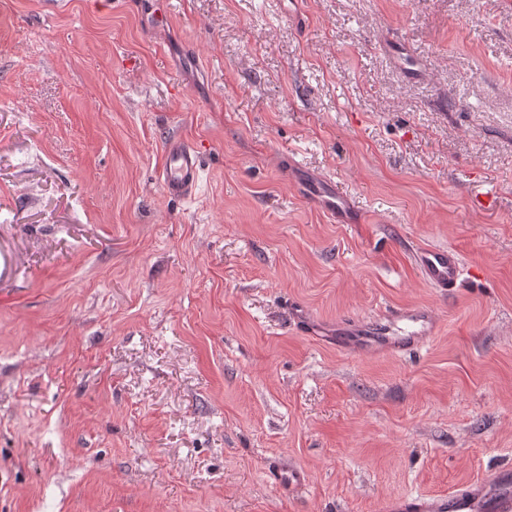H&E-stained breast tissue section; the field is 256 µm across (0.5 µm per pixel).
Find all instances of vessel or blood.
Instances as JSON below:
<instances>
[{
    "label": "vessel or blood",
    "instance_id": "1",
    "mask_svg": "<svg viewBox=\"0 0 512 512\" xmlns=\"http://www.w3.org/2000/svg\"><path fill=\"white\" fill-rule=\"evenodd\" d=\"M200 174L198 148L182 139L169 140L160 167L165 193L181 199L192 197L199 185ZM303 193L339 223L352 222L346 197L325 182L306 183ZM416 264L427 282L441 290L456 287L460 280L461 262L453 251L420 249ZM434 328L435 319L429 311L410 310L373 322L364 333L347 337L346 343L355 349L407 350L415 345L417 337L430 335ZM389 509L390 512H512V471H501L491 482L475 489L400 498L392 501Z\"/></svg>",
    "mask_w": 512,
    "mask_h": 512
}]
</instances>
